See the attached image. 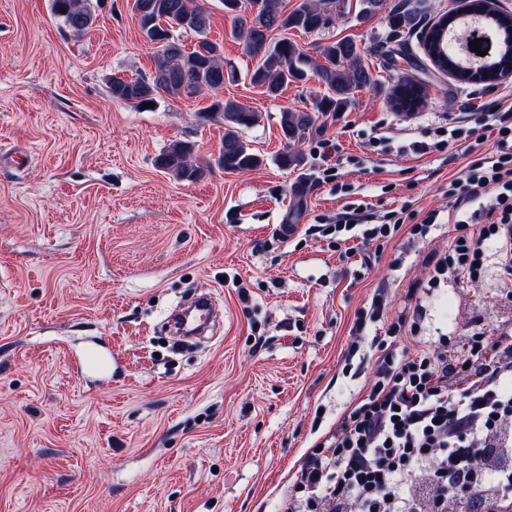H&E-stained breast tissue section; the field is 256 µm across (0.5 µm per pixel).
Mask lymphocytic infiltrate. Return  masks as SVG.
Returning <instances> with one entry per match:
<instances>
[{
  "label": "lymphocytic infiltrate",
  "instance_id": "lymphocytic-infiltrate-1",
  "mask_svg": "<svg viewBox=\"0 0 512 512\" xmlns=\"http://www.w3.org/2000/svg\"><path fill=\"white\" fill-rule=\"evenodd\" d=\"M495 134L494 150L448 181V213L409 226L427 237L449 221L455 234L432 255L422 287L432 293L456 274L480 279L489 254L512 274V106L450 123L413 153ZM405 226L398 211L376 216L365 203L336 217L337 241L369 243ZM462 363L447 344L378 357L373 382L295 470L284 512H488L512 506V333L468 342Z\"/></svg>",
  "mask_w": 512,
  "mask_h": 512
}]
</instances>
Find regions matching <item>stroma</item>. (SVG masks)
Segmentation results:
<instances>
[{
    "label": "stroma",
    "mask_w": 512,
    "mask_h": 512,
    "mask_svg": "<svg viewBox=\"0 0 512 512\" xmlns=\"http://www.w3.org/2000/svg\"><path fill=\"white\" fill-rule=\"evenodd\" d=\"M345 3L322 32L271 38L308 51L352 41L379 86L317 116L304 163L284 168L280 113L311 110L321 87L291 83L271 98L251 85L254 60L221 0H206L208 36L236 71L223 96L258 114L241 135L265 158L227 173L216 164L224 125L200 117L204 100H112L109 77L153 68L130 0H93L79 39L51 0H0V512H281L305 454L368 392L388 326L454 227L424 240L403 230L348 256L321 220L357 199L380 215L409 205L413 224L447 209L467 142L426 155L409 146L504 100L512 78L462 83L425 53L422 32L465 0H421L418 34L391 43L385 12L365 18L361 0ZM405 80L423 89L412 110L391 98ZM176 140L193 144L200 180L156 167ZM204 290L222 320L198 347L176 348L164 323ZM377 293L383 316L348 354ZM422 305L421 338L447 337L460 356L466 337L512 329V277L492 261L479 282L457 280ZM92 347L111 353L108 374L77 371Z\"/></svg>",
    "instance_id": "1"
}]
</instances>
